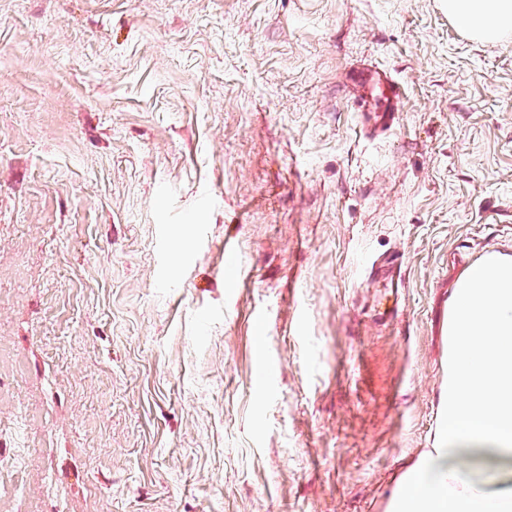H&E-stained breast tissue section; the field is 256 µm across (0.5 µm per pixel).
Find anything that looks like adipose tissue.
Segmentation results:
<instances>
[{
    "label": "adipose tissue",
    "mask_w": 512,
    "mask_h": 512,
    "mask_svg": "<svg viewBox=\"0 0 512 512\" xmlns=\"http://www.w3.org/2000/svg\"><path fill=\"white\" fill-rule=\"evenodd\" d=\"M449 18L493 41L512 0H446ZM448 411L437 445L391 493L393 512H512V257L490 254L460 279L448 314Z\"/></svg>",
    "instance_id": "ef3b65f1"
}]
</instances>
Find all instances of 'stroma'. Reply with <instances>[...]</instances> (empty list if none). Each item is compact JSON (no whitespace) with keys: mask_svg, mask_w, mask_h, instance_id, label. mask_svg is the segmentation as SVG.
Listing matches in <instances>:
<instances>
[{"mask_svg":"<svg viewBox=\"0 0 512 512\" xmlns=\"http://www.w3.org/2000/svg\"><path fill=\"white\" fill-rule=\"evenodd\" d=\"M402 86L370 131L352 98ZM512 256V30L445 0H0V512H390ZM448 17L477 40L494 41L512 27L511 0H446ZM365 83H370L374 89L384 87L386 89L385 101L380 105L376 112H379L380 124L382 130L390 129L396 120L399 112L401 99V89L396 81L388 77L386 73H374L366 75Z\"/></svg>","mask_w":512,"mask_h":512,"instance_id":"stroma-1","label":"stroma"}]
</instances>
